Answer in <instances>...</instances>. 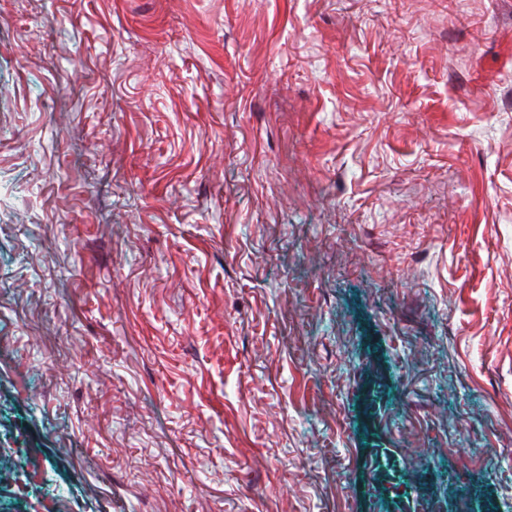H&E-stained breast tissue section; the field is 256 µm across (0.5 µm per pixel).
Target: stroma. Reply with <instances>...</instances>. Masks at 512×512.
Segmentation results:
<instances>
[{"instance_id":"35a3bbf8","label":"stroma","mask_w":512,"mask_h":512,"mask_svg":"<svg viewBox=\"0 0 512 512\" xmlns=\"http://www.w3.org/2000/svg\"><path fill=\"white\" fill-rule=\"evenodd\" d=\"M0 512H512V0H0Z\"/></svg>"}]
</instances>
